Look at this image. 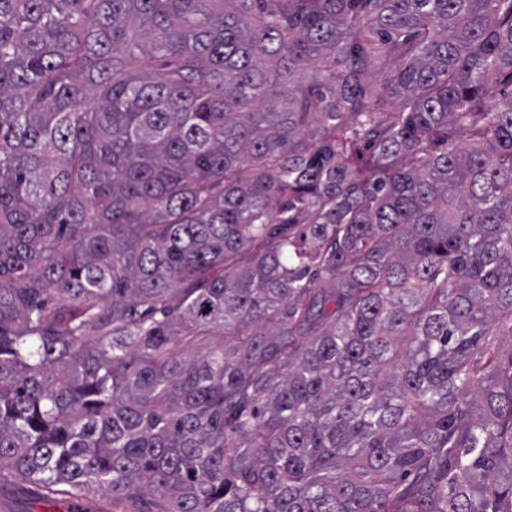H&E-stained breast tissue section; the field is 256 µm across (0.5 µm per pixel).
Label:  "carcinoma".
Returning <instances> with one entry per match:
<instances>
[{
	"label": "carcinoma",
	"mask_w": 512,
	"mask_h": 512,
	"mask_svg": "<svg viewBox=\"0 0 512 512\" xmlns=\"http://www.w3.org/2000/svg\"><path fill=\"white\" fill-rule=\"evenodd\" d=\"M505 84L512 0H0V480L512 512Z\"/></svg>",
	"instance_id": "1"
}]
</instances>
